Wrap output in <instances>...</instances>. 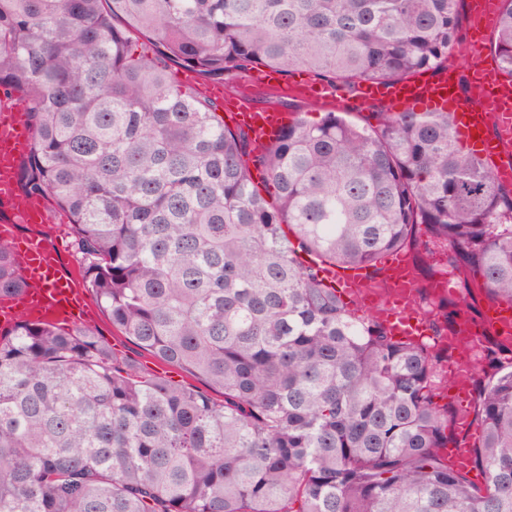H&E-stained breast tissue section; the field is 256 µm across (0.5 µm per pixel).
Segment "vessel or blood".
<instances>
[{"mask_svg": "<svg viewBox=\"0 0 512 512\" xmlns=\"http://www.w3.org/2000/svg\"><path fill=\"white\" fill-rule=\"evenodd\" d=\"M483 73L490 78V88L496 99L494 113H487L482 96L462 91L449 72L442 71L418 80L394 84L361 85L353 100L367 104L385 100L405 108L424 106L432 112H449L454 117L456 133L471 142L478 152L494 161V174L503 184L512 183V82L501 77L493 63H486ZM272 90H288L290 94L312 100H325L343 107L347 97L300 79L284 82L280 73L269 70L264 74ZM234 123L247 130L255 150L265 146L288 124V115L253 107L249 100L238 103L232 116ZM33 130L26 112L19 109L0 110V203L11 213L0 219V242L10 246L13 258L24 279L21 292L0 300V324H12L17 317L45 324L72 322L73 311L80 306L84 290L79 278L65 271L56 251L46 246L42 238L19 235L20 224H42L48 221L47 207L42 199L20 200L18 192L19 166L28 152ZM410 258L407 253L394 252L384 260V277L394 287L393 297L382 304H366L363 300L366 280L354 272L335 266H325L322 275L335 287L338 296L354 301L355 313L372 312L396 339L419 341L429 337V325L420 310L411 307ZM512 323V307L488 305L475 330L466 334L469 350H479L484 339L499 335L503 326ZM449 384L458 394H470L473 387L472 359L451 358L447 366Z\"/></svg>", "mask_w": 512, "mask_h": 512, "instance_id": "b4317fda", "label": "vessel or blood"}]
</instances>
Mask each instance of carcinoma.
Listing matches in <instances>:
<instances>
[{"label":"carcinoma","mask_w":512,"mask_h":512,"mask_svg":"<svg viewBox=\"0 0 512 512\" xmlns=\"http://www.w3.org/2000/svg\"><path fill=\"white\" fill-rule=\"evenodd\" d=\"M460 4L0 0V88L34 131L21 198L69 214L112 326L206 386L116 364L88 326L17 318L0 334V512H512L508 345L476 360L479 487L441 454L458 440L435 401L442 352L321 277L443 247L512 303V188L448 112L302 115L256 152L170 76L405 81L448 61ZM490 51L512 80V0ZM22 285L0 244V297ZM428 314L440 331L457 316Z\"/></svg>","instance_id":"carcinoma-1"}]
</instances>
